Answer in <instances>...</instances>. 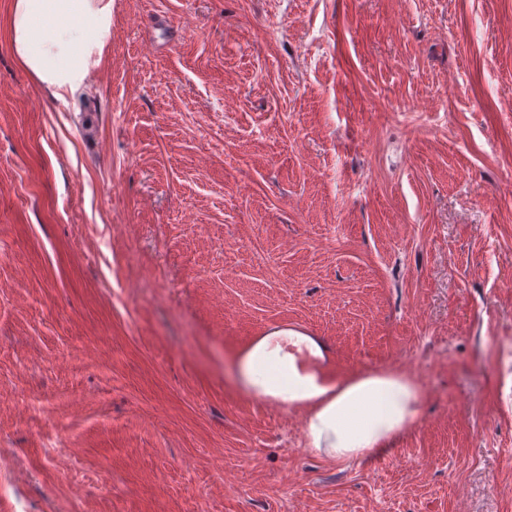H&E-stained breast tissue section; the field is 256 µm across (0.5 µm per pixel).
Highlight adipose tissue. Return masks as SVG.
Listing matches in <instances>:
<instances>
[{
  "label": "adipose tissue",
  "instance_id": "1",
  "mask_svg": "<svg viewBox=\"0 0 512 512\" xmlns=\"http://www.w3.org/2000/svg\"><path fill=\"white\" fill-rule=\"evenodd\" d=\"M113 0H13L5 20L18 63L61 101L97 70L112 41ZM250 397L303 414L305 446L337 462L367 458L409 431L423 391L411 375L374 370L341 378L319 337L276 327L234 357Z\"/></svg>",
  "mask_w": 512,
  "mask_h": 512
}]
</instances>
